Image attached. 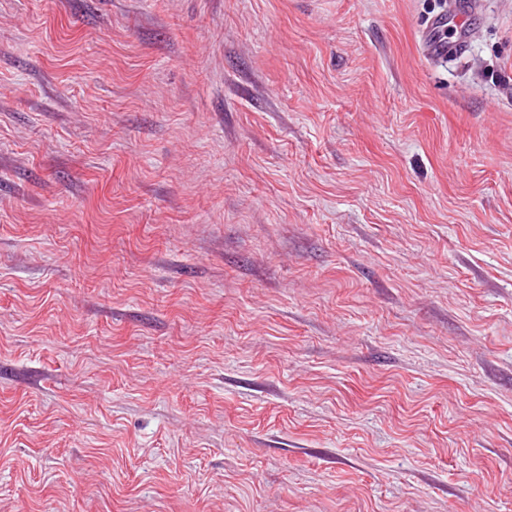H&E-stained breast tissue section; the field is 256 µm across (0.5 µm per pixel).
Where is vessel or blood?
Wrapping results in <instances>:
<instances>
[{
  "label": "vessel or blood",
  "instance_id": "b4317fda",
  "mask_svg": "<svg viewBox=\"0 0 512 512\" xmlns=\"http://www.w3.org/2000/svg\"><path fill=\"white\" fill-rule=\"evenodd\" d=\"M477 0H448L446 12L435 16L425 38V51L429 57L442 58L462 55L470 45L475 32ZM452 29L449 39H441L445 29Z\"/></svg>",
  "mask_w": 512,
  "mask_h": 512
}]
</instances>
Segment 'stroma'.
<instances>
[{
	"mask_svg": "<svg viewBox=\"0 0 512 512\" xmlns=\"http://www.w3.org/2000/svg\"><path fill=\"white\" fill-rule=\"evenodd\" d=\"M0 0V512H512V0ZM476 0H449L448 10L435 16L425 38V51L430 58H442L462 55L470 45L475 32L477 15ZM446 28L453 29L448 41L440 38Z\"/></svg>",
	"mask_w": 512,
	"mask_h": 512,
	"instance_id": "35a3bbf8",
	"label": "stroma"
}]
</instances>
